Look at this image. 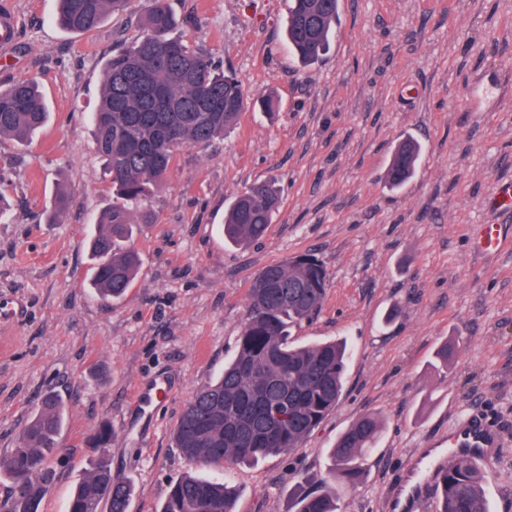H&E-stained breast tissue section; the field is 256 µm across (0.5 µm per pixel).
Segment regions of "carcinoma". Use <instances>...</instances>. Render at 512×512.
Here are the masks:
<instances>
[{
  "instance_id": "obj_1",
  "label": "carcinoma",
  "mask_w": 512,
  "mask_h": 512,
  "mask_svg": "<svg viewBox=\"0 0 512 512\" xmlns=\"http://www.w3.org/2000/svg\"><path fill=\"white\" fill-rule=\"evenodd\" d=\"M55 22L71 33L96 30L128 0H58ZM339 0H289L288 49L304 67L319 63L336 30ZM178 25L169 0H149L142 31L112 54L103 69L99 108L91 123L96 151L112 184V206L90 241L92 282L105 299L130 288L140 256L129 243L132 225L148 224L152 202L166 188L176 151L208 144L233 127L249 95L202 49L174 36ZM49 112L37 81L25 78L0 89V137L25 142ZM420 144L406 138L395 147L385 174L392 189L414 175ZM275 184L236 194L224 216V242L243 247L261 240L279 207ZM328 273L303 254L268 265L248 289L247 309L234 356L209 385L197 390L173 435L193 467L221 469L252 464L300 447L339 404L349 347L344 339L299 344L292 329L319 311ZM64 425V405L45 397L16 448L0 458V475L11 481L13 512H39L46 466ZM382 420L366 414L336 437L331 467L301 489L296 512H340L341 492L361 483L366 454L375 447ZM436 512H490L483 475L467 459H451L440 475ZM130 484L94 462L73 491L67 512H128ZM228 481L188 471L169 488L160 512H236Z\"/></svg>"
}]
</instances>
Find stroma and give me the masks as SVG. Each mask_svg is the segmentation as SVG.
Instances as JSON below:
<instances>
[{"instance_id":"obj_1","label":"stroma","mask_w":512,"mask_h":512,"mask_svg":"<svg viewBox=\"0 0 512 512\" xmlns=\"http://www.w3.org/2000/svg\"><path fill=\"white\" fill-rule=\"evenodd\" d=\"M17 23L0 88L33 77L50 120L20 145L0 138V457L16 447L41 399L66 420L40 512H66L94 459L133 489L130 512H159L188 463L172 440L195 391L236 352L250 284L261 268L312 253L329 282L301 343L352 349L340 403L300 448L223 470L236 512H295L302 477L325 473L337 436L360 415L384 428L340 512H435L413 476L447 453L448 434L476 412L499 434L484 475L490 512H512V210L492 213L493 185L512 182V95L485 112L466 92L498 71L512 81V0H340L328 54L301 67L284 39L287 0H170L187 45L210 51L251 95L224 138L179 150L155 220L133 227L141 266L118 300L89 285L87 240L112 205L92 136L102 65L127 46L147 7L130 0L87 34L61 29L56 0H10ZM423 145L399 191L384 174L404 137ZM281 202L266 236L225 246L227 202L264 180ZM69 205L45 215L57 188ZM500 224L494 255L474 252L477 225ZM447 366L434 367L440 346ZM164 388L148 408L143 383ZM109 422L112 439L90 438Z\"/></svg>"}]
</instances>
